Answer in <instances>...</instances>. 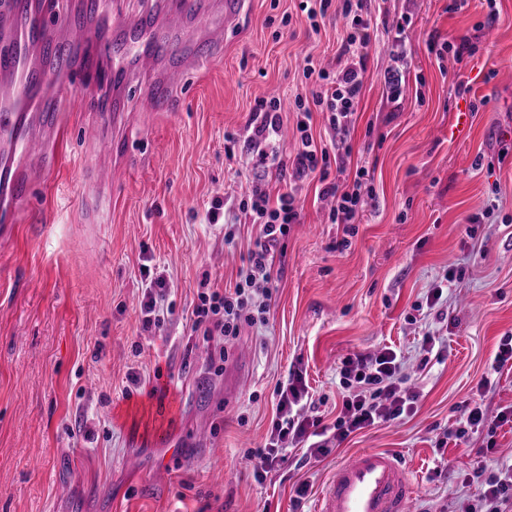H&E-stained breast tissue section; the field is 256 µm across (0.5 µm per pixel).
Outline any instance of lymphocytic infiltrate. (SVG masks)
<instances>
[{
  "instance_id": "f902f5d3",
  "label": "lymphocytic infiltrate",
  "mask_w": 512,
  "mask_h": 512,
  "mask_svg": "<svg viewBox=\"0 0 512 512\" xmlns=\"http://www.w3.org/2000/svg\"><path fill=\"white\" fill-rule=\"evenodd\" d=\"M373 0H299L312 31H320L326 19L342 20L345 35L333 65L316 64L306 57L302 70V89L296 92L298 144L295 154L282 159L280 130L283 125L281 102L276 98L256 99L250 110L248 134L238 138L228 132L225 142L241 148L244 158L241 175L254 180L250 193L236 203L246 223L259 227V233L238 271L234 287L220 290L202 282L192 310L190 331L202 343H214L209 370L221 374L228 356L225 344L237 338L243 326L263 322L277 290L274 267L283 240L291 225L299 223L301 212L292 189L270 191L265 179L270 171L290 173L292 179L316 178L320 184L318 200H330L328 220L333 224H353L375 197L368 169L356 168L352 179L338 181L351 157L349 142L354 125L355 105L362 94L367 72L368 49L379 38L373 22ZM324 113L336 138L330 143L315 140L313 113ZM168 288L163 276L147 283L140 305L143 330L163 327L170 312ZM408 380L397 352L385 349L373 356L345 357L340 367L342 408L333 426L322 425L317 414L319 401L310 392L300 367L289 366L277 382L276 413L264 446L250 449L247 456L252 476L265 483L270 473L290 460L289 450L301 448L306 458L317 459L350 434L385 423L410 413L416 396L406 386ZM473 480L482 481L479 507L466 512H512V465L497 474L484 476L474 471Z\"/></svg>"
}]
</instances>
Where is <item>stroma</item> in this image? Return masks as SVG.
<instances>
[{
  "mask_svg": "<svg viewBox=\"0 0 512 512\" xmlns=\"http://www.w3.org/2000/svg\"><path fill=\"white\" fill-rule=\"evenodd\" d=\"M447 3L382 0L379 26L405 13L412 24L402 52L370 51L356 107L352 161L372 172L376 199L355 224H330L315 182H299L303 219L276 259L266 320L242 328L220 376L206 373L211 349L191 339V312L201 281L234 286L259 233L239 224L228 244L205 222L214 200L252 188L235 177L224 134L244 128L255 98L273 94L293 129L304 59L334 60L342 23L326 20L315 33L298 0H245L227 46L167 106L133 111L118 138L108 127L84 139L98 100H64L67 138L51 163L36 164L19 222L0 239V512H288L304 481L311 512L336 461L360 448L400 453L418 512H459L479 492L467 473L512 464L507 425L492 439L479 431L437 445L472 399L491 417L512 405V367L476 390L512 336V0L492 9L470 0L453 14ZM434 33L475 38L477 50L438 65L427 51ZM391 74L406 79L397 107ZM460 81L468 93L456 94ZM461 112L472 120L457 135ZM145 267L170 289L172 312L156 332L140 323ZM449 270L455 280L428 307ZM427 332L440 343L425 355ZM385 347L405 361L415 413L255 483L245 452L263 444L288 366L302 364L330 424L343 358ZM131 374L146 384L128 396ZM81 422L92 441L69 437Z\"/></svg>",
  "mask_w": 512,
  "mask_h": 512,
  "instance_id": "stroma-1",
  "label": "stroma"
}]
</instances>
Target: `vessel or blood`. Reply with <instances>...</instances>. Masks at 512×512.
Here are the masks:
<instances>
[{"label":"vessel or blood","mask_w":512,"mask_h":512,"mask_svg":"<svg viewBox=\"0 0 512 512\" xmlns=\"http://www.w3.org/2000/svg\"><path fill=\"white\" fill-rule=\"evenodd\" d=\"M57 8L56 0H0V154L14 160L0 171V235L5 237L29 192V156L58 151L66 134L60 102L98 75L89 57L67 68L59 65L60 57L85 41L87 29L73 23L67 36H59ZM203 13L201 0H153L143 17L124 23L127 38L112 59L113 85H121L129 69L169 56L170 64L150 85L132 91L142 108L158 109L187 72L201 71L224 40L220 34L182 39L181 20H198ZM416 500L415 482L397 452L363 449L337 464L315 512H416Z\"/></svg>","instance_id":"vessel-or-blood-1"}]
</instances>
